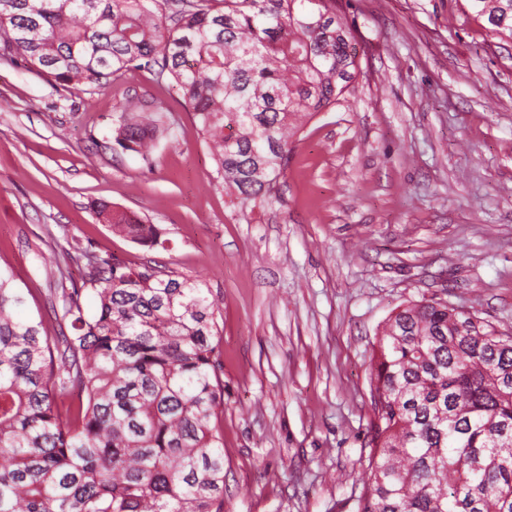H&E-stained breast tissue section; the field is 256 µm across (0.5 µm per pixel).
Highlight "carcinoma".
<instances>
[{"mask_svg":"<svg viewBox=\"0 0 512 512\" xmlns=\"http://www.w3.org/2000/svg\"><path fill=\"white\" fill-rule=\"evenodd\" d=\"M0 0V57L93 94L126 71L169 80L242 207L277 198L303 121L348 101L359 71L336 0ZM512 39V0H465ZM155 101L124 97L113 145L148 156ZM94 213L154 248L152 224ZM55 289L59 330L19 318L0 272V512H224L217 303L190 276L80 248ZM369 475L358 512H512V334L446 303L396 309L371 358Z\"/></svg>","mask_w":512,"mask_h":512,"instance_id":"cac0c4a2","label":"carcinoma"}]
</instances>
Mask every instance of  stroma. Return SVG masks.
Returning a JSON list of instances; mask_svg holds the SVG:
<instances>
[{
  "label": "stroma",
  "mask_w": 512,
  "mask_h": 512,
  "mask_svg": "<svg viewBox=\"0 0 512 512\" xmlns=\"http://www.w3.org/2000/svg\"><path fill=\"white\" fill-rule=\"evenodd\" d=\"M360 73L307 120L279 198L238 207L174 83L128 72L113 95L0 62V270L48 310L81 285L73 246L202 280L220 307L224 512H357L372 437L370 358L412 301L512 332V40L464 0H338ZM156 100L150 159L112 146L124 92ZM107 202L165 247L113 232Z\"/></svg>",
  "instance_id": "stroma-1"
}]
</instances>
